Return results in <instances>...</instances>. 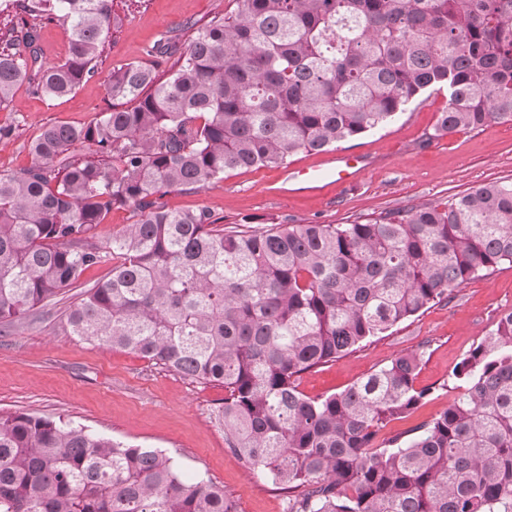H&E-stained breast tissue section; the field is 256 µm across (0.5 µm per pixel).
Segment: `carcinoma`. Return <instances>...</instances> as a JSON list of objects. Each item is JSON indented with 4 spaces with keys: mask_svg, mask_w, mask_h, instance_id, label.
Returning a JSON list of instances; mask_svg holds the SVG:
<instances>
[{
    "mask_svg": "<svg viewBox=\"0 0 512 512\" xmlns=\"http://www.w3.org/2000/svg\"><path fill=\"white\" fill-rule=\"evenodd\" d=\"M70 24L66 60H39L35 23L0 30V110L18 84L68 95L97 72L112 0H0ZM163 82L112 68L120 104L87 125H50L30 162L0 173V322L38 310L112 254L109 277L70 308L79 340L224 385V447L289 493L288 512H512V309L449 380L461 392L378 442L430 394L418 352L340 393L309 398L301 374L512 263V181L364 223L224 229L158 197L229 171L282 167L384 127L447 91L434 135L512 123V0H237L199 25ZM97 155L82 159L79 149ZM139 219L105 245L114 208ZM0 512H237L231 493L185 479L157 449L29 413L0 414ZM137 220L138 216L133 207L114 208L103 224L88 234L87 242L105 244L112 240V236L119 235L128 224H134Z\"/></svg>",
    "mask_w": 512,
    "mask_h": 512,
    "instance_id": "1",
    "label": "carcinoma"
}]
</instances>
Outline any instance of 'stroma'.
Listing matches in <instances>:
<instances>
[{
  "instance_id": "obj_1",
  "label": "stroma",
  "mask_w": 512,
  "mask_h": 512,
  "mask_svg": "<svg viewBox=\"0 0 512 512\" xmlns=\"http://www.w3.org/2000/svg\"><path fill=\"white\" fill-rule=\"evenodd\" d=\"M122 19L110 28L95 77L71 94L45 99L19 85L0 125L14 128L0 140V173L30 161L29 144L49 125L83 126L110 111L106 79L112 68L143 61L160 40L179 35L188 44L193 24L232 12L235 0H114ZM41 61L65 60L71 29L41 21ZM444 95L424 96L388 125L339 143L356 156L360 172L350 182L331 172V152L292 156L288 165L320 174L315 185L286 190L282 171L260 167L228 172L196 190H172L161 199L172 210L208 209L225 227L280 224H350L420 202L442 201L472 187L512 180V124L488 122L444 136L434 127ZM112 258L87 269L76 287L54 303L15 321L0 335V414L25 412L82 425L105 437L171 455L189 480H209L233 494L237 512H286L287 497L270 480L247 471L224 446L211 412L224 400L219 384H200L135 354L102 348L71 336L65 311L83 292L106 279ZM512 308V264L504 263L458 288L448 301L377 336L339 361L301 375L308 397L338 393L386 366L399 354L422 350L416 387L430 394L409 418L391 422L392 436L430 419L456 396L447 385L453 367Z\"/></svg>"
}]
</instances>
